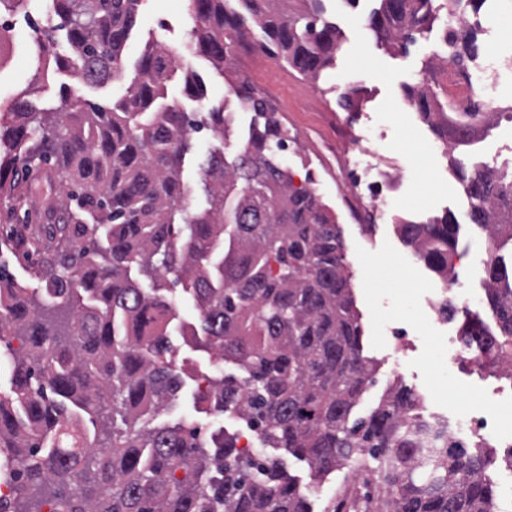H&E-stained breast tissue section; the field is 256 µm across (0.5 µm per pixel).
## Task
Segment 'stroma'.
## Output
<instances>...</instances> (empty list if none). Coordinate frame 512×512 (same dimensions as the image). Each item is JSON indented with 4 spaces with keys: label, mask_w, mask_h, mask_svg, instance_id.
Wrapping results in <instances>:
<instances>
[{
    "label": "stroma",
    "mask_w": 512,
    "mask_h": 512,
    "mask_svg": "<svg viewBox=\"0 0 512 512\" xmlns=\"http://www.w3.org/2000/svg\"><path fill=\"white\" fill-rule=\"evenodd\" d=\"M376 0H359L343 12L339 0H323L324 19H339L341 48L332 68L316 81L301 76L280 53L267 64L254 65L253 50L237 49L238 65L250 73L257 93L284 118L289 139L295 147L283 152L280 161L292 169L296 179H309L336 216L346 245V262L351 275L355 305L364 331V356L375 366L359 406L368 412L389 384L408 389L419 397L424 419L456 422L477 409L490 410L497 428H512V376L456 359L451 342L459 338L463 315L447 320L434 309V288L440 278L429 270L414 249L402 240L397 225L379 223L372 228L353 223L336 185V151L353 138L362 139L377 155L380 164L403 167L396 190L387 194L391 214L403 223L423 224L432 217L453 214L460 226L457 252L459 287L463 302L487 325L495 319L489 309L480 272L484 231L472 224L463 187L448 165L445 146L421 118L408 98L409 86L421 77L432 52L442 46L443 25L417 39L408 49L385 45L367 27ZM190 0H142L139 24L124 50V77L98 86L86 85L74 69L64 71L45 66L33 50L0 67V116H6L14 99L25 95L43 111L60 103L61 90L85 100L108 105L125 93L135 75V64L146 44L182 47L189 41L192 26ZM0 20L26 42L54 31L61 53L69 47L60 32V19L49 0H25ZM179 73L166 84L167 103L179 104L188 113H202L204 105L223 106L232 121V131L223 150L227 159L243 153L251 114L228 94L227 85L209 61L186 57L179 60ZM193 69L206 90L205 104L189 100L183 92V71ZM356 86L357 112L344 110L339 94L345 86ZM60 178L48 170L20 176L13 198L0 197V266H6L30 291H40L39 269L51 257L43 227L48 209L55 207ZM173 360L183 378L174 413L157 416V423H184L202 438L225 431L247 436L254 450H261L256 433L232 414L215 415L198 405V383L214 370L236 372L230 362L216 359L190 337L172 332ZM286 471L302 490L311 491L314 512H326L330 503H350L361 497L377 507L389 488L367 454H354L336 474L317 479L306 461L284 458Z\"/></svg>",
    "instance_id": "1"
}]
</instances>
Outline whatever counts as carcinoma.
Wrapping results in <instances>:
<instances>
[{
	"instance_id": "carcinoma-1",
	"label": "carcinoma",
	"mask_w": 512,
	"mask_h": 512,
	"mask_svg": "<svg viewBox=\"0 0 512 512\" xmlns=\"http://www.w3.org/2000/svg\"><path fill=\"white\" fill-rule=\"evenodd\" d=\"M192 0L193 54L225 78L253 112L243 153L234 162L215 149L200 164L205 203L186 206L182 179L192 135L203 128L224 140V107H209L188 69L184 94L205 106L190 118L162 105L168 70L179 50L148 47L124 97L112 107L61 96L37 111L15 100L0 123V194L13 195L19 171L55 167L66 191L51 238L70 243L41 272L44 288L29 294L0 272V336L14 396L0 398V457L17 468V485L0 512H202L198 487L223 512H312L279 457L238 447V435L211 436L214 451L182 423L155 425L182 386L166 354L177 320L161 279L192 294L205 347L236 364L242 377L214 376L199 401L235 412L263 443L308 461L323 479L368 448L383 460L390 498L379 512H491L498 488L493 459L467 450L421 459L419 399L390 386L370 413L353 410L372 381L355 308L345 245L322 199L294 184L279 161L288 129L244 80L229 54L258 28L301 75L317 79L340 48L338 24L320 20L321 0ZM368 26L386 44L405 47L433 26L451 0H380ZM68 43L91 85L121 76L124 49L141 0H52ZM419 114L445 146L478 129L448 125L423 87L412 92ZM471 204V220L512 240V180H475L454 160ZM401 237L440 278L457 252L450 216L400 224ZM155 282L140 287L132 272ZM496 331L465 316L461 336L496 361L512 354V268L483 265ZM122 425H116V418Z\"/></svg>"
}]
</instances>
